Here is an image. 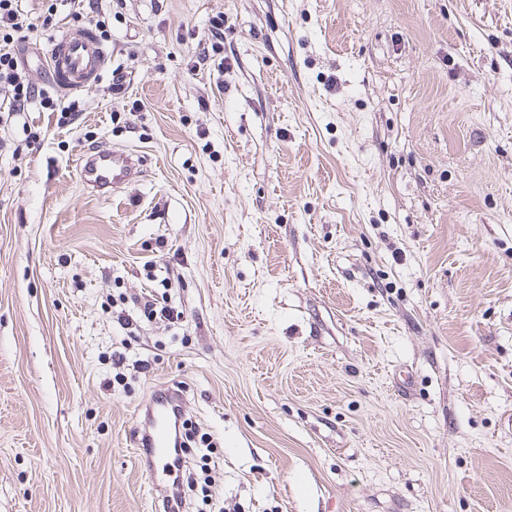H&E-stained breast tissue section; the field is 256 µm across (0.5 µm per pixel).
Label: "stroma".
Wrapping results in <instances>:
<instances>
[{
    "mask_svg": "<svg viewBox=\"0 0 512 512\" xmlns=\"http://www.w3.org/2000/svg\"><path fill=\"white\" fill-rule=\"evenodd\" d=\"M57 7L42 91L94 22ZM98 20L97 83L0 126V512H159L160 386L207 462L188 512H512V0ZM92 148L143 176L86 193ZM140 410L142 420L134 436L140 467L160 492H167L176 483L169 458L173 450V427L175 422L179 426L183 413V397L172 388H160L141 404Z\"/></svg>",
    "mask_w": 512,
    "mask_h": 512,
    "instance_id": "stroma-1",
    "label": "stroma"
}]
</instances>
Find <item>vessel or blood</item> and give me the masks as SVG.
I'll return each instance as SVG.
<instances>
[{
	"instance_id": "b4317fda",
	"label": "vessel or blood",
	"mask_w": 512,
	"mask_h": 512,
	"mask_svg": "<svg viewBox=\"0 0 512 512\" xmlns=\"http://www.w3.org/2000/svg\"><path fill=\"white\" fill-rule=\"evenodd\" d=\"M94 40V31L86 27L66 29L54 39L43 61L54 87L74 92L100 78L107 66L108 55L102 50H92ZM143 167L141 155L95 149L83 156L80 173L88 188L105 197L141 177ZM141 411L142 418L134 436L140 466L149 481L164 492L175 482L169 458L173 427L180 421L183 411V397L173 389L160 388L145 400Z\"/></svg>"
}]
</instances>
